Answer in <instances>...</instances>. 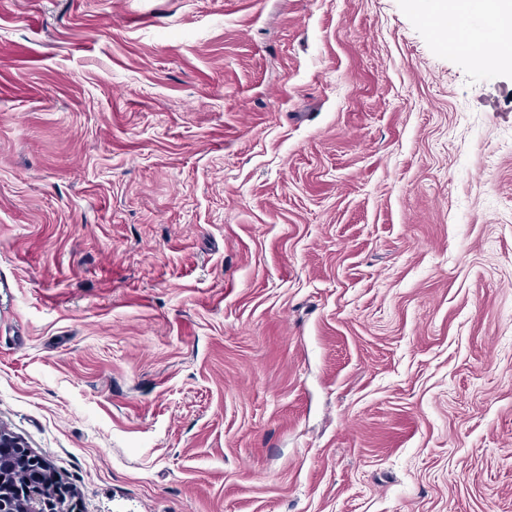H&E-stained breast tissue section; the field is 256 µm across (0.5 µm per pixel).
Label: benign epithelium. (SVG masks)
Wrapping results in <instances>:
<instances>
[{
    "instance_id": "1",
    "label": "benign epithelium",
    "mask_w": 512,
    "mask_h": 512,
    "mask_svg": "<svg viewBox=\"0 0 512 512\" xmlns=\"http://www.w3.org/2000/svg\"><path fill=\"white\" fill-rule=\"evenodd\" d=\"M72 486L21 438L0 426V512H78Z\"/></svg>"
}]
</instances>
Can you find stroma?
<instances>
[{"label": "stroma", "mask_w": 512, "mask_h": 512, "mask_svg": "<svg viewBox=\"0 0 512 512\" xmlns=\"http://www.w3.org/2000/svg\"><path fill=\"white\" fill-rule=\"evenodd\" d=\"M432 0H0V426L80 512H512V66Z\"/></svg>", "instance_id": "obj_1"}]
</instances>
